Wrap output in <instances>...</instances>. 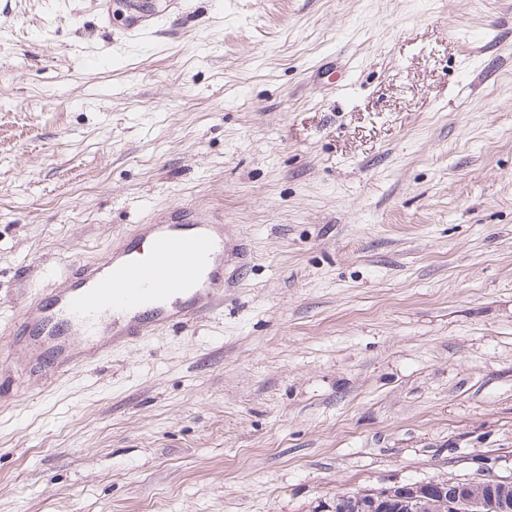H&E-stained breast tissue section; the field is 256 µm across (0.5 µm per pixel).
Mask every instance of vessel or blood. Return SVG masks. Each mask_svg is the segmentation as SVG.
<instances>
[{
	"label": "vessel or blood",
	"mask_w": 512,
	"mask_h": 512,
	"mask_svg": "<svg viewBox=\"0 0 512 512\" xmlns=\"http://www.w3.org/2000/svg\"><path fill=\"white\" fill-rule=\"evenodd\" d=\"M223 282L219 216L138 224L116 246L73 268L61 285L38 289L18 330L59 345L77 331L108 356L114 337L134 343L192 325L211 311Z\"/></svg>",
	"instance_id": "obj_1"
}]
</instances>
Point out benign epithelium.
I'll return each mask as SVG.
<instances>
[{
	"instance_id": "benign-epithelium-1",
	"label": "benign epithelium",
	"mask_w": 512,
	"mask_h": 512,
	"mask_svg": "<svg viewBox=\"0 0 512 512\" xmlns=\"http://www.w3.org/2000/svg\"><path fill=\"white\" fill-rule=\"evenodd\" d=\"M352 512H383L393 502L416 503L421 512H512V478L486 470L467 481L394 484L358 492Z\"/></svg>"
}]
</instances>
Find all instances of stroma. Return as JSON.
Here are the masks:
<instances>
[{"instance_id":"stroma-1","label":"stroma","mask_w":512,"mask_h":512,"mask_svg":"<svg viewBox=\"0 0 512 512\" xmlns=\"http://www.w3.org/2000/svg\"><path fill=\"white\" fill-rule=\"evenodd\" d=\"M0 0V334L176 206L224 304L0 363V512H321L512 477V0Z\"/></svg>"}]
</instances>
